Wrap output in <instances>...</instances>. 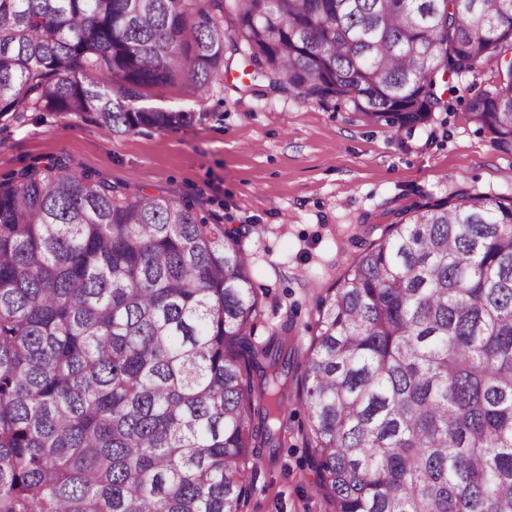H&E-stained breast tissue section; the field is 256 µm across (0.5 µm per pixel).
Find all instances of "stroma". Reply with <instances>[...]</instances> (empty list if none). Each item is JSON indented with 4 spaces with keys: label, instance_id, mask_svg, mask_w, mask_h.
Returning <instances> with one entry per match:
<instances>
[{
    "label": "stroma",
    "instance_id": "35a3bbf8",
    "mask_svg": "<svg viewBox=\"0 0 512 512\" xmlns=\"http://www.w3.org/2000/svg\"><path fill=\"white\" fill-rule=\"evenodd\" d=\"M492 70L452 81L447 109L401 129L365 123L251 79L234 63L202 95L176 76L164 97L142 105L190 112L189 122L103 134L91 118L27 113L0 123V181L66 155L73 168L122 186L187 199L226 228L247 224L246 245L262 301L257 335L287 325L306 344L320 293L380 236L398 210L459 193L512 197V153L496 148L466 111ZM302 401L288 407V444L251 477L243 512H327L302 432Z\"/></svg>",
    "mask_w": 512,
    "mask_h": 512
}]
</instances>
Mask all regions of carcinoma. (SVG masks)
I'll return each mask as SVG.
<instances>
[{
	"label": "carcinoma",
	"instance_id": "1",
	"mask_svg": "<svg viewBox=\"0 0 512 512\" xmlns=\"http://www.w3.org/2000/svg\"><path fill=\"white\" fill-rule=\"evenodd\" d=\"M242 46L255 78L397 128L491 67L469 119L512 150V0H0V120L168 128L189 113L139 89L204 92ZM398 217L302 350L256 335L245 234L189 201L63 158L0 181V512H242L299 356L330 512H512V197Z\"/></svg>",
	"mask_w": 512,
	"mask_h": 512
}]
</instances>
